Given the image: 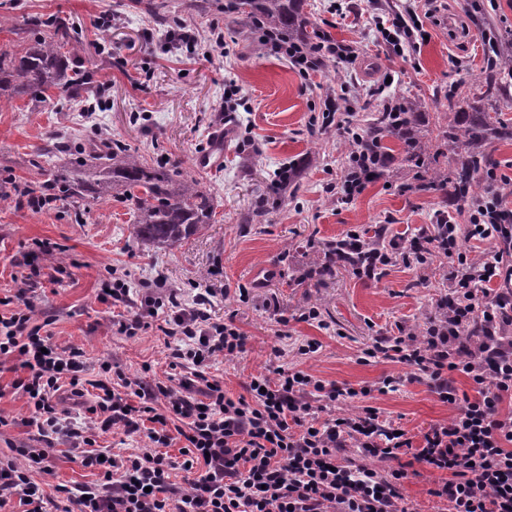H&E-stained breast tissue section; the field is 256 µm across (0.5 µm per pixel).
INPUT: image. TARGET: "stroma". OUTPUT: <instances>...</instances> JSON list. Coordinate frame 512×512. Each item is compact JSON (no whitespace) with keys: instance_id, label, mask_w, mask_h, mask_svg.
Listing matches in <instances>:
<instances>
[{"instance_id":"35a3bbf8","label":"stroma","mask_w":512,"mask_h":512,"mask_svg":"<svg viewBox=\"0 0 512 512\" xmlns=\"http://www.w3.org/2000/svg\"><path fill=\"white\" fill-rule=\"evenodd\" d=\"M504 2L439 0L429 17L425 0H303L311 24L358 50L355 60L330 62L307 78L261 46L250 27L224 25L227 0H207L175 30L158 26L140 0H12L0 7V49L9 51L19 48L23 16L70 15L89 44L83 69L105 84L100 96L70 107L24 96L1 109V184L22 189L40 180L49 159L38 151L50 135L78 147L89 137L107 136L150 163L187 171L216 204L215 223L165 249L136 238L134 214L118 197L90 202L79 216L67 201L47 202L39 211L25 204L0 208V298L14 294V280L28 273L38 242L56 244L64 271L58 283L34 288L30 297L37 309L54 316L55 344L83 349L89 369L82 401L88 407L96 403L93 383L101 361L150 380H166L170 371L163 317L132 338L113 333V307L101 295L117 267L129 271L134 291L158 280L186 292L211 289L212 317L233 320L247 338L243 354L209 367L231 397L244 394L251 376L294 366L342 387L370 388L369 396L345 403V410L371 405L410 434L447 422L451 410L426 382L411 380L407 367L384 359L364 363L360 356L396 324L414 329L434 316L448 288L449 261L410 267L398 262L378 278L360 279L349 266L330 264L328 253L350 230L386 245L424 233L439 213L465 223L468 204L431 186L428 174L405 162L393 136L384 139L390 162L383 174L352 204H343L336 184L350 143L336 126L324 125V101L342 96V111L363 132L385 102L408 99L424 108L423 132L436 133L448 120L449 90L463 97L484 86L485 29L493 30L502 54L512 55V8ZM405 6L421 15L427 37L399 53L382 40L378 27ZM106 19L112 27L103 40L97 28ZM218 26L223 51L207 58L188 49L187 36L204 42ZM231 82L242 89L247 106L224 139L222 169H198L194 157L219 127L215 111ZM296 162L302 166L296 186L272 200L268 188L276 173ZM243 286L249 290L244 298ZM312 307L320 311L321 323L301 321ZM312 339L319 351L298 355V346ZM23 375L15 361L0 362V415L9 420L0 427L2 458L16 446L43 445L36 428L25 424V399L13 387ZM388 376L401 383L380 393ZM34 478L51 492L59 485L97 483L99 472L83 466L70 442L59 438L49 452L48 472Z\"/></svg>"}]
</instances>
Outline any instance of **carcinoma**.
I'll return each mask as SVG.
<instances>
[{
  "label": "carcinoma",
  "mask_w": 512,
  "mask_h": 512,
  "mask_svg": "<svg viewBox=\"0 0 512 512\" xmlns=\"http://www.w3.org/2000/svg\"><path fill=\"white\" fill-rule=\"evenodd\" d=\"M228 15L241 14L247 24L285 33L312 52L320 48L323 34L309 28L302 17V0H229ZM148 8L163 26L180 24V14L169 9L163 0H151ZM22 48L16 52L0 51V103L26 95L45 103L50 91L73 105L93 96L100 84L80 67L85 44L80 26L68 15H28L23 19ZM512 71V57H487L484 95L512 107L505 96L499 74ZM448 125L440 132L437 146L429 145L414 130L411 115L421 112L413 101H404L400 112L404 119L391 123L379 113L365 132L366 147L380 151L382 138L390 134L405 144V161L417 167L436 164L445 153L460 156V164L451 176L434 171L433 184L443 189L451 186L453 201L474 198L484 176L495 167L487 146L493 141H512V118H503V110L488 109L475 102L448 100ZM56 155L47 179L23 191L48 201L70 200L74 203L99 201L122 195L133 206L135 235L138 240L157 248L182 244L215 221L214 199L195 178L182 172H170L151 165L119 142L103 151L88 152V159H70V151L60 145L47 150Z\"/></svg>",
  "instance_id": "obj_1"
}]
</instances>
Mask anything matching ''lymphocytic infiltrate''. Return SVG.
<instances>
[{
	"mask_svg": "<svg viewBox=\"0 0 512 512\" xmlns=\"http://www.w3.org/2000/svg\"><path fill=\"white\" fill-rule=\"evenodd\" d=\"M268 48L305 77L319 62L356 53L330 38L317 54L284 40ZM345 133L353 150L338 193L350 204L381 169L366 158L363 135L351 127ZM469 212L465 224L437 215L432 232L386 248L352 231L335 253L340 262L363 256L354 273L367 279L399 260L423 264L443 256L452 262L448 291L424 331L398 326L362 356L407 367L452 409L448 423L430 427L418 445L375 407L334 413L337 404L368 396L369 388H342L294 367L252 377L246 395L228 396L205 366L244 353L245 336L234 323L212 318L205 288L189 303L177 288H143L139 310L112 322L115 333L134 337L147 318L166 310L162 331L174 341L169 366L192 367L191 376L175 386L146 382L102 362L101 371L114 379L98 382L96 404L75 417L59 391L66 381L79 394L84 354L53 342L51 318H35L27 293L41 270L32 267L14 295L0 299V357L13 358L26 372L14 384L26 399V425L48 441L67 438L100 479L48 494L33 478L34 471H46L47 451L22 446L0 460V507L15 496L26 512H412L402 493L408 472L398 464L409 452L427 469L447 472L432 494L447 502L448 512H512V207L492 190ZM472 239L490 241L491 257L462 250ZM458 374L469 381L470 393L459 392ZM316 399L329 407L327 417H319ZM115 426L143 434L146 448L125 457L102 455L96 432ZM177 439L184 442L179 462L167 453ZM348 448L357 449L359 460L342 462ZM370 458L391 467H368ZM179 468L189 474L182 485L171 479Z\"/></svg>",
	"mask_w": 512,
	"mask_h": 512,
	"instance_id": "1",
	"label": "lymphocytic infiltrate"
}]
</instances>
